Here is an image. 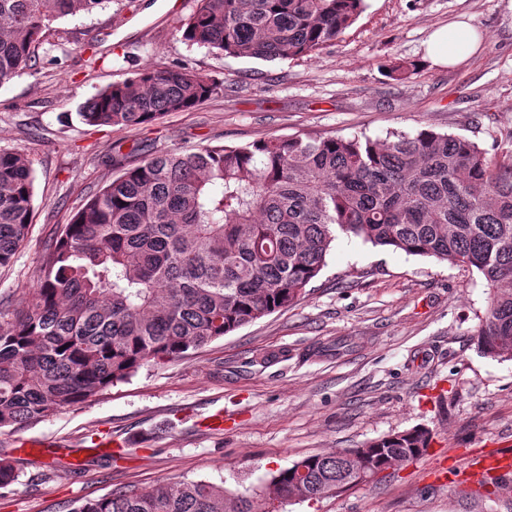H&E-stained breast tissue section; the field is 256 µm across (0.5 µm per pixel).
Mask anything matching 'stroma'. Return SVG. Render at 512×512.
I'll return each mask as SVG.
<instances>
[{"mask_svg": "<svg viewBox=\"0 0 512 512\" xmlns=\"http://www.w3.org/2000/svg\"><path fill=\"white\" fill-rule=\"evenodd\" d=\"M196 6L112 0L59 18L34 64L0 84V151L26 154L35 177L32 224L0 268V308L27 306L59 229L155 152L424 128L498 159L512 147V0H365L336 41L273 62L185 41L178 23ZM462 21L480 33L477 50L451 67L431 64L430 34ZM174 65L211 79L213 94L136 127L79 119L110 85ZM489 297L477 271L339 236L293 305L88 401L1 428L0 454L19 459L20 476L0 489V512H70L161 480L252 490L305 456L415 427L433 435L419 458L279 512H512V493L487 494L465 464L472 451L512 457V361L476 345ZM218 412L220 432L206 426Z\"/></svg>", "mask_w": 512, "mask_h": 512, "instance_id": "obj_1", "label": "stroma"}]
</instances>
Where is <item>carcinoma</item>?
<instances>
[{
	"label": "carcinoma",
	"mask_w": 512,
	"mask_h": 512,
	"mask_svg": "<svg viewBox=\"0 0 512 512\" xmlns=\"http://www.w3.org/2000/svg\"><path fill=\"white\" fill-rule=\"evenodd\" d=\"M111 0H0V83L30 66L64 16ZM363 0H198L184 40L262 61L308 56L358 18ZM216 84L186 67L148 69L97 93L78 116L129 127L204 102ZM32 164L0 152V267L33 217ZM479 271L492 293L479 352L512 360V161L458 135L423 129L366 136H293L237 147L162 152L127 169L64 225L27 307L0 324V428L36 422L187 357L298 301L338 235ZM432 433L398 431L271 475L260 492L206 480L116 490L72 512H272L278 501L344 490L343 472L416 459ZM18 461L0 455V488Z\"/></svg>",
	"instance_id": "obj_1"
}]
</instances>
